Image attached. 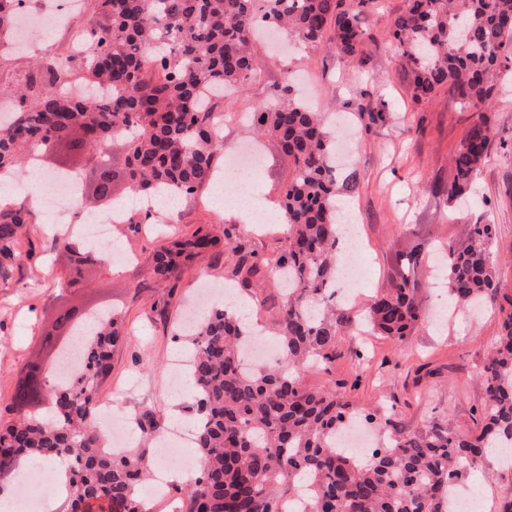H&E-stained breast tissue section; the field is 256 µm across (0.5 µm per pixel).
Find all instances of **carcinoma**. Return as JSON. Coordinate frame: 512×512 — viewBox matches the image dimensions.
I'll list each match as a JSON object with an SVG mask.
<instances>
[{
    "mask_svg": "<svg viewBox=\"0 0 512 512\" xmlns=\"http://www.w3.org/2000/svg\"><path fill=\"white\" fill-rule=\"evenodd\" d=\"M23 4L0 0V45L8 43ZM378 6V0H92L93 22L82 33L90 50L76 64L96 95L61 90L64 71L47 58L20 86L0 90V101L12 105V120L0 124V179L33 160L35 151L53 156L65 150L92 161L85 175L94 197L110 204L118 194L108 146L120 139L130 193L151 198L166 186L188 198L215 183L224 152L212 120L221 100L203 102L201 91L252 82L258 21L285 29L307 48L330 31L337 52L354 61L367 37L364 18ZM390 34L399 64L410 72L414 101L446 89L459 105L478 112L441 190L453 201L473 189L497 136L484 110L500 74L512 72V0H405ZM290 92L282 88L285 97L250 115L253 132L278 140L292 159L280 190L285 248L270 262L288 273L276 323L285 357L242 368L254 325H243L226 306L208 310L187 335L194 396L186 411L194 418L201 470L196 480L176 487L180 512H280L282 484L305 498L307 512H448V485L487 459L488 449L512 441V293L496 274L495 226L468 224L465 242L444 248L449 299L463 310L486 303L500 315L480 372L483 398L473 429L433 426L406 434L391 418L378 420L348 400L334 380L305 384L306 369L333 366L337 338L356 320L336 307L340 230L332 130L322 113L289 98ZM25 224L24 203L0 206V282L13 273ZM216 243L199 228L159 245L151 254L150 279L158 284L178 277L186 262L206 257ZM55 245L90 262L79 237L58 238ZM423 259V242L414 233L398 253L396 279L366 310L368 325L400 346L422 320L416 269ZM75 326L69 314L61 315L42 342H66ZM122 339L120 315L96 321L82 345L83 370L68 383L50 384L52 420L7 408L17 417L0 425V487L33 458L58 460L70 464V512L100 499L112 503V512H145V451L106 447L91 430L96 398ZM38 393L37 384L20 378L13 403ZM356 418L378 423L387 437L364 463L336 447L345 421ZM134 421L139 436L151 438L165 430L168 417L157 407Z\"/></svg>",
    "mask_w": 512,
    "mask_h": 512,
    "instance_id": "carcinoma-1",
    "label": "carcinoma"
}]
</instances>
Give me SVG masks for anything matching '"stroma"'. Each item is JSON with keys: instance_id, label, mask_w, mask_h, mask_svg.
Returning <instances> with one entry per match:
<instances>
[{"instance_id": "obj_1", "label": "stroma", "mask_w": 512, "mask_h": 512, "mask_svg": "<svg viewBox=\"0 0 512 512\" xmlns=\"http://www.w3.org/2000/svg\"><path fill=\"white\" fill-rule=\"evenodd\" d=\"M404 0H381L379 11L366 19L371 34L362 45L361 62L347 60L336 51L331 37L313 49L262 47L257 63L261 77L246 91L225 94L224 147L232 149L254 137L246 115L272 99L293 73H301L318 98L317 109L349 117L353 126L349 167L356 171L358 187L346 193L370 264L368 279L355 288L348 312L363 315L372 297L396 277L395 255L411 234L425 242L426 258L417 269L419 292L426 314L405 347L380 336L370 341L342 332L332 372H305L308 384L319 386L336 379L348 385L347 395L357 404L393 415L404 432L415 433L431 425L466 429L473 425L474 409L482 390L479 373L498 331L494 309L478 315L450 312L447 290L435 283L434 256L448 242L463 239L465 224L476 218L496 228L493 251L500 277L512 287V79L506 81L486 116L497 130L492 159L483 167L475 203L454 207L441 195L451 169L449 158L474 120L471 109L461 107L447 92L415 102L410 77L399 65L388 28ZM66 39L49 29L33 49L0 64V82H16L37 58L55 57ZM386 113L384 123L368 126L371 112ZM262 166L253 180V192L273 221L264 226L246 223L242 214L210 201L204 189L179 208L173 223L158 225L151 235L113 231L121 249L133 253L132 262L106 261L89 266L88 285L67 287V257L53 248L55 235L34 191L18 193L29 210L28 222L16 245L19 258L12 278L0 283V410L10 401L26 361L41 354L40 338L63 308H111L120 312L126 340L112 357V373L100 396L113 397L123 413L135 416L150 407H163L170 424L185 422L184 408L192 396L190 382L171 390L170 362L184 351L175 328L196 296L201 280L222 288L210 304L221 307L232 298L249 301V321H262L273 329L280 305L279 291L261 269L258 285L243 286L236 274L241 254L275 257L284 243L279 187L291 161L278 142L260 137ZM240 227L237 245L223 243L224 227ZM209 229L219 243L212 255L188 263L178 278L151 288H140L147 259L163 239L187 237L197 227Z\"/></svg>"}]
</instances>
